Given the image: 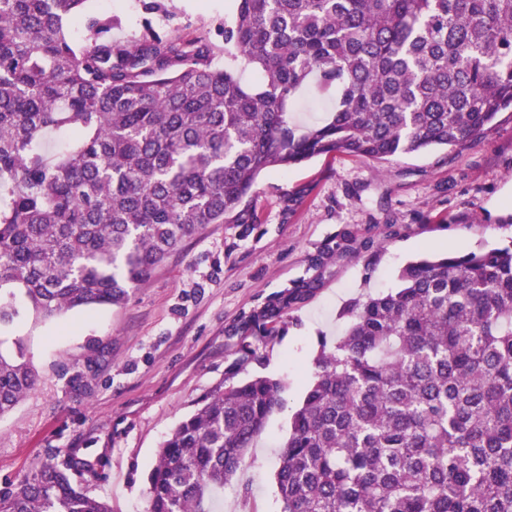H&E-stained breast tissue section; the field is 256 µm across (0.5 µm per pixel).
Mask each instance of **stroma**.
<instances>
[{
    "label": "stroma",
    "mask_w": 512,
    "mask_h": 512,
    "mask_svg": "<svg viewBox=\"0 0 512 512\" xmlns=\"http://www.w3.org/2000/svg\"><path fill=\"white\" fill-rule=\"evenodd\" d=\"M162 34L206 32L224 43L229 0H170ZM118 38L138 36L136 0H88ZM255 224H211L130 292L126 305L26 317L0 329L21 341L39 381L0 418V493L50 459L85 461L75 482L112 512H149L148 475L161 443L203 395L254 375L282 383L222 512H282L275 482L291 416L311 382L320 336H343L353 298L399 285L422 255L466 254L512 241V111L463 145L378 162L335 152L260 175ZM318 278L274 335L244 317L300 280ZM257 359L241 361L244 347Z\"/></svg>",
    "instance_id": "35a3bbf8"
}]
</instances>
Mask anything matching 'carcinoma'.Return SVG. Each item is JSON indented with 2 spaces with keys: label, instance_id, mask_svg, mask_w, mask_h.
<instances>
[{
  "label": "carcinoma",
  "instance_id": "carcinoma-1",
  "mask_svg": "<svg viewBox=\"0 0 512 512\" xmlns=\"http://www.w3.org/2000/svg\"><path fill=\"white\" fill-rule=\"evenodd\" d=\"M85 2L0 0V327L124 305L208 225L257 223L269 170L456 147L512 109V0H233L222 66L209 39L148 18L117 39L118 19ZM311 84L330 113L299 128ZM399 280L320 340L275 473L282 512H512V242L409 262ZM317 284L247 323L271 335ZM4 344L0 416L38 380ZM281 390L254 376L201 398L158 449L150 512H212ZM86 466L42 463L0 512H112L72 481Z\"/></svg>",
  "mask_w": 512,
  "mask_h": 512
}]
</instances>
